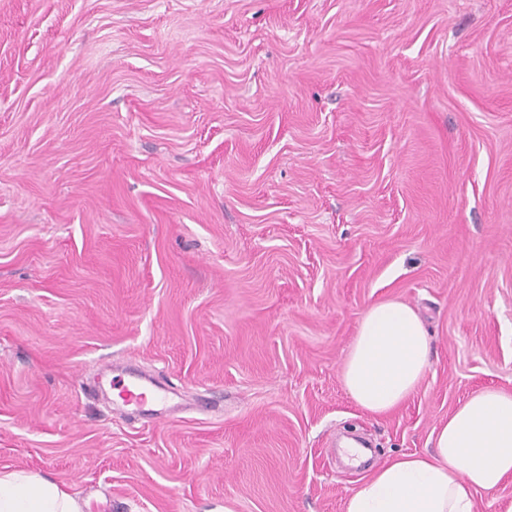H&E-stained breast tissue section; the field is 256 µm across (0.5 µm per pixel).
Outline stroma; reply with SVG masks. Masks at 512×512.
<instances>
[{"label": "stroma", "mask_w": 512, "mask_h": 512, "mask_svg": "<svg viewBox=\"0 0 512 512\" xmlns=\"http://www.w3.org/2000/svg\"><path fill=\"white\" fill-rule=\"evenodd\" d=\"M430 366L374 415L372 304ZM174 384L129 420L105 364ZM512 393V0H0V469L83 512H343ZM431 338L417 312L397 300L372 305L346 356L343 383L360 408L384 414L417 388L430 364Z\"/></svg>", "instance_id": "stroma-1"}]
</instances>
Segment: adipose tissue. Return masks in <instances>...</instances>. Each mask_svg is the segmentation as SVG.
I'll return each mask as SVG.
<instances>
[{"label": "adipose tissue", "instance_id": "ef3b65f1", "mask_svg": "<svg viewBox=\"0 0 512 512\" xmlns=\"http://www.w3.org/2000/svg\"><path fill=\"white\" fill-rule=\"evenodd\" d=\"M431 338L397 300L372 305L346 356L343 383L360 408L384 414L417 388ZM433 452L388 458L345 500L343 512H478L476 495L512 479V394L480 390L441 423ZM0 512H82L76 494L22 469L0 470Z\"/></svg>", "mask_w": 512, "mask_h": 512}]
</instances>
